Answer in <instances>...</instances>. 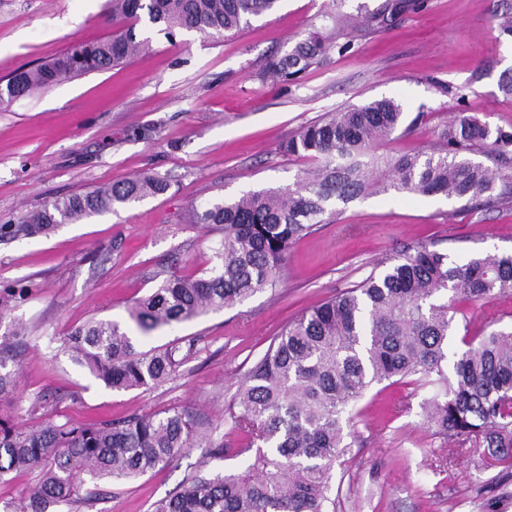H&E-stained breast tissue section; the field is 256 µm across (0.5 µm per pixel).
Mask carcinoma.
Masks as SVG:
<instances>
[{
    "label": "carcinoma",
    "mask_w": 512,
    "mask_h": 512,
    "mask_svg": "<svg viewBox=\"0 0 512 512\" xmlns=\"http://www.w3.org/2000/svg\"><path fill=\"white\" fill-rule=\"evenodd\" d=\"M280 0H107L116 26L104 40L73 45L36 68L0 83V105L73 75L106 70L145 49L136 26L142 16L165 29L197 31L214 38L237 34L251 20L272 13ZM424 0H386L368 15L377 23L420 9ZM328 39L310 33L288 52L269 60L268 72L286 80L322 63ZM405 119L400 102L379 99L330 113L303 127L283 145L288 155L316 164L295 189L248 191L214 202L195 223L222 235L219 263L200 275L171 274L139 299L129 318L142 336L202 314L231 307L278 286L291 244L306 236L332 205L393 189L415 195L482 200L493 206L512 198V178L471 159L490 157L512 165V131L458 112L429 152L400 157L377 153ZM404 128V127H402ZM413 125L404 128L412 131ZM168 184L137 175L84 194L56 198L1 224L4 236L46 234L106 212H117L165 193ZM512 293V255L448 259L432 243L404 252L381 275L314 306L290 324L242 377L229 403L239 452L255 451L244 474L196 475L153 512H329L328 483L346 455L343 420L373 384L393 386L416 376L437 384L422 403L424 419L439 435L486 446L512 467V331L469 335L453 353L461 303ZM0 337V405L16 387L20 352ZM60 352L112 390L159 385L197 353L194 339L147 351L112 319H92L66 336ZM194 447L224 453V442L198 430L192 411L171 408L124 420L73 423L46 419L24 427L0 414V481L42 469L41 479L3 512H57L89 481L129 480L167 467Z\"/></svg>",
    "instance_id": "obj_1"
}]
</instances>
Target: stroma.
<instances>
[{"instance_id":"35a3bbf8","label":"stroma","mask_w":512,"mask_h":512,"mask_svg":"<svg viewBox=\"0 0 512 512\" xmlns=\"http://www.w3.org/2000/svg\"><path fill=\"white\" fill-rule=\"evenodd\" d=\"M383 0H343L359 36L345 52L297 81L263 78L268 60L322 29L333 0H281L244 31L211 38L181 30L166 37L138 26L150 48L137 58L65 79L0 106V223L55 198L148 173L166 193L49 234L0 241V297L9 307L0 335L27 327L18 386L6 414L29 425L51 415L75 422L121 420L173 407L196 411L230 451L194 448L162 470L101 482L102 500L72 512H152L196 472L242 473L253 453H234L227 405L243 374L282 330L314 305L379 275L385 262L421 241L450 260L512 253V203L481 207L443 195L388 191L338 204L291 248L284 280L236 304L162 329L140 349L196 338L198 354L165 383L106 388L66 355L60 338L91 319L128 322V310L167 273L213 267L219 235L194 209L249 190L295 186L307 159L283 144L329 112L399 100L412 133H394L381 154L430 151L449 119L464 111L512 129V40L497 14L512 0H425L382 26L365 23ZM113 31L106 0H0V79L47 63L73 44ZM471 333L512 326V295L466 306ZM429 387L372 385L346 428L351 448L328 494L336 512H512V472L487 451L456 448L424 423Z\"/></svg>"}]
</instances>
